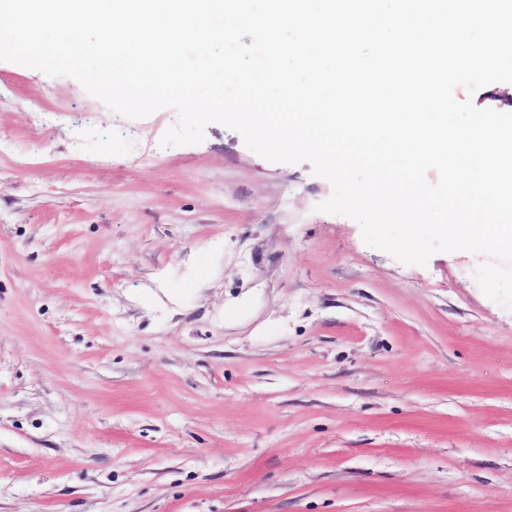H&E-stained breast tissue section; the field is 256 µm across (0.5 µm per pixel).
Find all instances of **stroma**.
I'll use <instances>...</instances> for the list:
<instances>
[{"label":"stroma","instance_id":"35a3bbf8","mask_svg":"<svg viewBox=\"0 0 512 512\" xmlns=\"http://www.w3.org/2000/svg\"><path fill=\"white\" fill-rule=\"evenodd\" d=\"M0 61V512H512V262Z\"/></svg>","mask_w":512,"mask_h":512}]
</instances>
